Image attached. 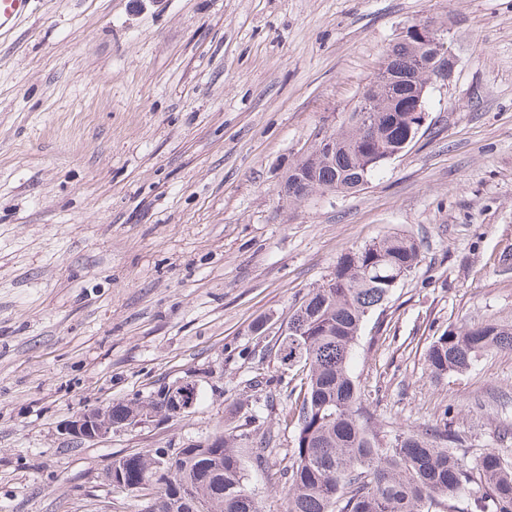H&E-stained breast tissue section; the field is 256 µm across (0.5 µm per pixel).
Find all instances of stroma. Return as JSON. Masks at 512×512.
Returning <instances> with one entry per match:
<instances>
[{"label": "stroma", "mask_w": 512, "mask_h": 512, "mask_svg": "<svg viewBox=\"0 0 512 512\" xmlns=\"http://www.w3.org/2000/svg\"><path fill=\"white\" fill-rule=\"evenodd\" d=\"M450 29L415 141L349 194L283 178L376 76L403 27ZM420 261L353 366L381 430L512 449V350L434 381L451 325H512V0H32L0 36V512H141L113 459L215 433L272 445L246 485L286 512L300 374L270 348L348 249ZM264 332H256L257 320ZM194 377L179 417L80 443L82 412Z\"/></svg>", "instance_id": "obj_1"}]
</instances>
